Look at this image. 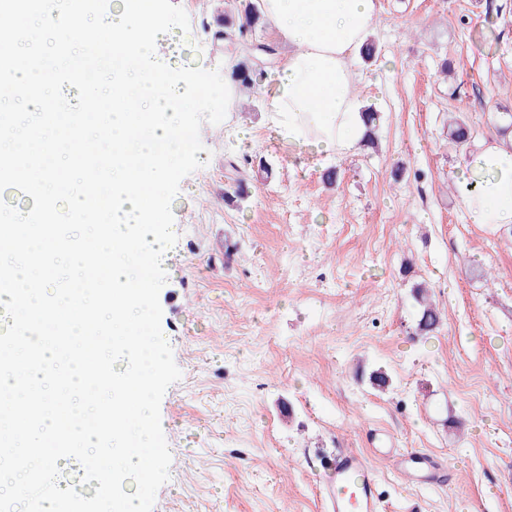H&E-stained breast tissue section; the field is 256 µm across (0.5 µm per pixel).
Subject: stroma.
Here are the masks:
<instances>
[{"label":"stroma","instance_id":"stroma-1","mask_svg":"<svg viewBox=\"0 0 512 512\" xmlns=\"http://www.w3.org/2000/svg\"><path fill=\"white\" fill-rule=\"evenodd\" d=\"M174 2L190 28L161 55L225 71L229 0ZM371 37L378 56L356 69L383 114L377 147L329 163L288 146L259 87L201 126L163 259L182 377L160 406L172 461L152 512H325L324 462L349 449L372 460L382 512H512V226L468 222L465 152L448 138L449 115L478 140L512 113V0H380ZM233 163L253 183L234 207ZM219 237L230 254L212 251ZM420 282L442 313L427 338L413 334ZM376 368L388 386L370 383ZM390 448L430 452L451 476L407 486Z\"/></svg>","mask_w":512,"mask_h":512}]
</instances>
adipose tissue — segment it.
<instances>
[{
  "instance_id": "adipose-tissue-1",
  "label": "adipose tissue",
  "mask_w": 512,
  "mask_h": 512,
  "mask_svg": "<svg viewBox=\"0 0 512 512\" xmlns=\"http://www.w3.org/2000/svg\"><path fill=\"white\" fill-rule=\"evenodd\" d=\"M287 45L267 89V119L289 146L327 157L355 153L366 133L354 60L379 0H261ZM457 194L471 223L512 224V131L490 132L464 160Z\"/></svg>"
}]
</instances>
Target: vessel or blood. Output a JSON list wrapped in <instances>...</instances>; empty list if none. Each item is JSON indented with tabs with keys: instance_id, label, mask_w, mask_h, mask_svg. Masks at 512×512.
Masks as SVG:
<instances>
[{
	"instance_id": "1",
	"label": "vessel or blood",
	"mask_w": 512,
	"mask_h": 512,
	"mask_svg": "<svg viewBox=\"0 0 512 512\" xmlns=\"http://www.w3.org/2000/svg\"><path fill=\"white\" fill-rule=\"evenodd\" d=\"M399 470L416 486L437 480V462L431 455L407 449L397 453ZM328 488L323 503L327 512H380L378 477L369 459L348 452L328 461Z\"/></svg>"
}]
</instances>
